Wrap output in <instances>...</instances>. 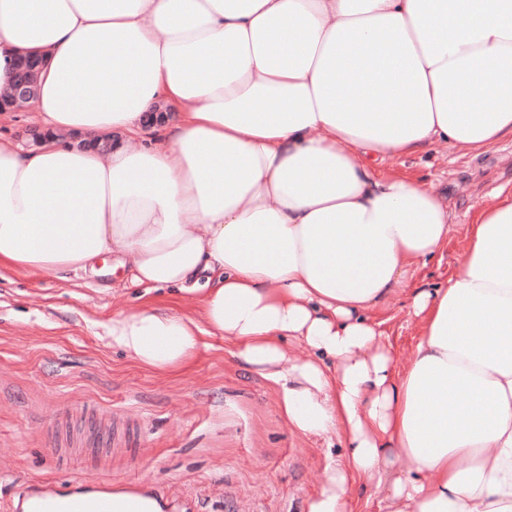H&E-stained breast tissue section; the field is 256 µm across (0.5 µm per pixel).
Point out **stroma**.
<instances>
[{
	"label": "stroma",
	"mask_w": 512,
	"mask_h": 512,
	"mask_svg": "<svg viewBox=\"0 0 512 512\" xmlns=\"http://www.w3.org/2000/svg\"><path fill=\"white\" fill-rule=\"evenodd\" d=\"M383 172L436 186L454 230L417 279L458 268L475 210L512 189V141L486 150L395 158ZM103 274L0 270V499L45 482L77 489L96 480L163 487L191 512H308L319 477L345 450L338 439L289 427L275 388L247 372L220 338L192 365L161 373L138 365L108 336L112 316L138 304L124 269ZM401 358L419 333L401 301L376 311ZM137 428L134 458L102 462L101 425Z\"/></svg>",
	"instance_id": "obj_1"
}]
</instances>
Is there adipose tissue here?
<instances>
[{
    "label": "adipose tissue",
    "instance_id": "adipose-tissue-1",
    "mask_svg": "<svg viewBox=\"0 0 512 512\" xmlns=\"http://www.w3.org/2000/svg\"><path fill=\"white\" fill-rule=\"evenodd\" d=\"M28 54L46 139L0 136V268L114 254L192 297L113 315V346L167 372L222 338L288 425L347 450L308 512H356L358 480L387 512H512V191L411 289L452 216L378 171L512 139V0H0V91ZM400 295L401 366L369 317Z\"/></svg>",
    "mask_w": 512,
    "mask_h": 512
}]
</instances>
